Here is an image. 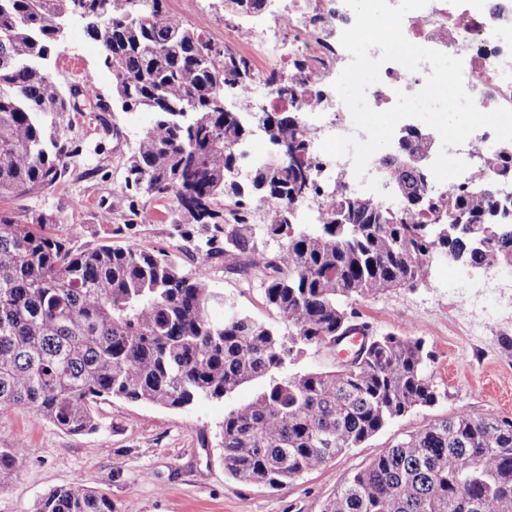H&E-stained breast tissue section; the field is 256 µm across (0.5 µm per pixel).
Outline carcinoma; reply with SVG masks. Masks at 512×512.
I'll return each mask as SVG.
<instances>
[{"label": "carcinoma", "mask_w": 512, "mask_h": 512, "mask_svg": "<svg viewBox=\"0 0 512 512\" xmlns=\"http://www.w3.org/2000/svg\"><path fill=\"white\" fill-rule=\"evenodd\" d=\"M108 23L86 30L112 75L115 103L155 115L125 161L117 207L130 233L145 198L167 195L169 220L200 263L257 277L276 323L229 304L202 273L133 244L77 249L51 214L0 213V413L23 407L59 429L99 428V405L120 398L165 409L219 401L257 380L251 400L224 413V470L278 488L319 470L439 392L434 354L416 336L386 333L346 374L292 372L309 349L351 330L352 302L428 284L436 254L475 263L512 256V235L494 241L491 193L465 184L437 200L467 224L448 239L427 232L430 210H391L338 190L321 203L319 228L286 221L299 171L287 161L276 182L229 177L246 139L216 101L228 82L244 87L251 64L198 28L167 14L161 0H87ZM71 0H0V195L47 189L77 162L76 115L107 120L93 83L64 88L48 67L57 22ZM208 114L185 125L174 112ZM270 139L310 140L275 115ZM266 206L261 228L252 207ZM281 240L260 249L257 231ZM0 448V487L20 466ZM36 512H114L112 499L80 480L53 489ZM325 512H512V419L460 410L404 434L356 472Z\"/></svg>", "instance_id": "cac0c4a2"}]
</instances>
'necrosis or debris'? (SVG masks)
Returning <instances> with one entry per match:
<instances>
[{
	"mask_svg": "<svg viewBox=\"0 0 512 512\" xmlns=\"http://www.w3.org/2000/svg\"><path fill=\"white\" fill-rule=\"evenodd\" d=\"M353 22L354 14L343 0H276L264 28L243 19L227 27L224 42L240 55L254 52L282 67L299 60L305 63L298 75L304 93L295 101L272 93L273 71L257 65L253 82L240 93L242 104L260 99L271 111L287 105L306 114H322L330 108L345 111L333 83L350 60L340 36ZM403 32L415 44L462 59L465 88L480 110L512 108V0H491L490 5L465 9L451 6L448 0H431L426 8L405 16ZM430 71L427 64L418 73L395 62L383 64L379 83L366 91L369 106L389 109L396 101V90L416 93ZM309 132L318 186L355 183L351 158H333L321 149L325 137L349 134V126L336 122L322 129L313 125Z\"/></svg>",
	"mask_w": 512,
	"mask_h": 512,
	"instance_id": "obj_1",
	"label": "necrosis or debris"
}]
</instances>
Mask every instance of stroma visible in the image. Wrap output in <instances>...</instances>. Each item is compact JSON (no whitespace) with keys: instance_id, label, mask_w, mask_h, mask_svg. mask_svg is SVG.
<instances>
[{"instance_id":"stroma-1","label":"stroma","mask_w":512,"mask_h":512,"mask_svg":"<svg viewBox=\"0 0 512 512\" xmlns=\"http://www.w3.org/2000/svg\"><path fill=\"white\" fill-rule=\"evenodd\" d=\"M163 6L185 23L202 26L213 41L223 42L224 0H163ZM52 68L63 86L78 84L80 74L90 72L100 94L112 93V76L101 65L99 47L79 17L71 18L64 41L57 44ZM115 117V133L106 132L92 116L78 118L70 133L74 145L101 144L99 154L89 164L70 167L51 190L0 196V211L18 218L32 211L57 214L77 247L114 240L121 246L130 242L168 254L188 269L203 271L237 309L272 321L259 279L227 272L220 263L201 265L182 250L168 220L170 200H146L130 238L112 236L113 225L125 221L123 211L113 210L110 225L101 224L100 213L111 208L112 191L120 184L122 163L133 152L140 129L153 119L152 113L139 110L119 111ZM464 273V266L440 254L433 261L429 285L355 301L361 321L373 333L426 340L435 355L429 373L441 398L435 406L409 412L367 443L336 456L325 468L277 489L240 482L225 473L224 413L249 401L262 387L258 381L229 399L185 410L114 398L101 404L98 430L84 435L68 434L18 408L0 415V448L22 453L18 472L0 489V512H36L50 490L75 478L88 488L105 491L115 512H325L337 489L403 434L459 410L512 418V350L503 349L498 341L500 335L512 336V283L500 284L496 325L487 335L473 336L465 322L478 316L477 300L448 296L449 282ZM469 276L479 278L475 272Z\"/></svg>"}]
</instances>
